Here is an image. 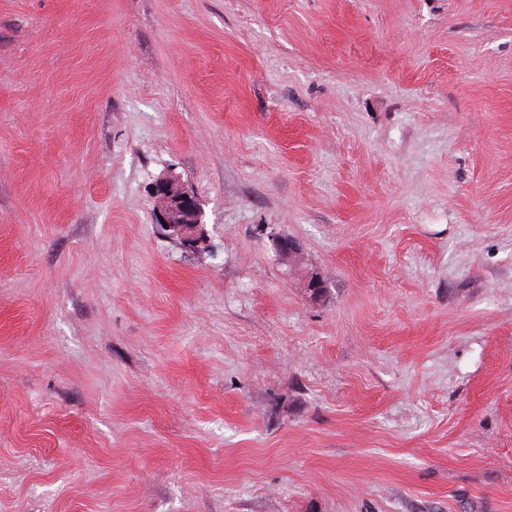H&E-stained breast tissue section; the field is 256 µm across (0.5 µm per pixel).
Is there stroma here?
<instances>
[{"label":"stroma","instance_id":"obj_1","mask_svg":"<svg viewBox=\"0 0 512 512\" xmlns=\"http://www.w3.org/2000/svg\"><path fill=\"white\" fill-rule=\"evenodd\" d=\"M0 512H512V0H0ZM156 224L188 252L199 251L197 229L201 211L193 195L176 176L157 178L152 186ZM196 201V202H195ZM162 216V220H159ZM187 224H192L188 230Z\"/></svg>","mask_w":512,"mask_h":512}]
</instances>
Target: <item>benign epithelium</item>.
I'll return each mask as SVG.
<instances>
[{
    "instance_id": "7a95c632",
    "label": "benign epithelium",
    "mask_w": 512,
    "mask_h": 512,
    "mask_svg": "<svg viewBox=\"0 0 512 512\" xmlns=\"http://www.w3.org/2000/svg\"><path fill=\"white\" fill-rule=\"evenodd\" d=\"M156 223L168 236L177 240L188 252L199 251L197 229L201 224V211L195 198L175 176L156 179L152 186ZM272 245L281 257L298 254L297 244L287 238H274Z\"/></svg>"
}]
</instances>
